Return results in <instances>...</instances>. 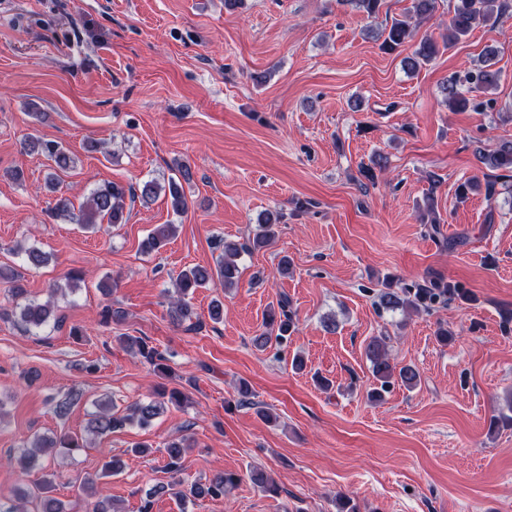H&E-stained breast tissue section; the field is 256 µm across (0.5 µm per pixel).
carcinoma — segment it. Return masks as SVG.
I'll list each match as a JSON object with an SVG mask.
<instances>
[{
	"instance_id": "1",
	"label": "carcinoma",
	"mask_w": 512,
	"mask_h": 512,
	"mask_svg": "<svg viewBox=\"0 0 512 512\" xmlns=\"http://www.w3.org/2000/svg\"><path fill=\"white\" fill-rule=\"evenodd\" d=\"M363 13L368 18L377 17L382 0H336ZM438 0H411L406 15L395 19L376 32V38L381 40L380 49L390 53L398 50L413 37L411 22L417 23L428 18L436 9ZM448 33L443 40L444 46L450 48L467 37L471 31L480 25H494L512 8L508 0H450ZM440 51L439 44L430 37L423 38L412 55L403 59L405 68L415 71L432 61ZM497 48L488 46L484 49L478 63L456 73L443 85L445 101L451 112H466L468 110L484 111L495 109L496 100L491 97L500 81V70L495 68ZM24 147L39 149L50 157L56 167L67 171L72 167L73 158L54 141L29 139ZM478 161L489 171L485 182L472 178L457 186L456 196L464 201L474 190L485 189L486 197L492 199L496 195V186L512 182V140L502 141L498 146L488 151L479 146L475 149ZM385 168V159L378 156L370 165L360 166V174L371 185L378 178L377 171ZM162 186L155 179L145 180L127 188L107 183L93 190L81 205L77 222L84 228L90 229L106 220L110 224H120L124 221L126 201L140 199L148 202L158 196ZM168 192L172 210L180 214L187 208L186 196L182 186L173 178L168 181ZM282 215L267 214L266 219L259 223L247 244L224 242L223 256L212 270L205 266H193L180 272L175 282L176 299L171 302L170 316L172 321L182 326L198 325L194 321L196 314L190 300L200 288H208L220 283L222 288L238 286L240 268L238 258L244 251L253 252L267 250L276 242L275 226L280 223ZM177 227L174 224H161L154 228L147 239V248L159 249L165 246L175 236ZM453 301L462 303L474 301V296L462 283L449 281L441 275H432L426 284L396 287V282L388 280L379 295V306L386 311L413 309L429 311L437 305L444 306ZM20 321L28 326L39 328L43 326L54 307L46 303L27 300L17 304ZM296 330L295 313L286 296L280 297L277 305L270 306L263 317L262 331L253 337V345L263 351L271 342L281 344L288 340ZM123 342L152 367L155 374L164 375L168 371L167 358L157 347L143 337L125 336ZM366 357L370 362L374 378L379 386L370 392V398L379 400L382 393L395 383L409 389L420 383V373L412 365L398 367L391 363L385 341L380 337L372 338L365 347ZM183 393L173 389L169 392L161 390L156 397L142 403H134L121 413L108 400L95 401L96 411L91 414L85 435L66 434L57 439L46 436H36L19 449L17 460L24 472H30L38 465L39 456L56 448L69 452L84 448L91 438L106 436L124 429L128 425L140 428L148 427L153 419L159 416L168 403H179ZM191 448L188 439L182 437L167 445V463L165 470L172 481L157 485L153 493L146 496L140 505L139 512H151L153 496L170 492L180 500L193 501L210 497L219 499L224 496L227 488L238 484L241 477L235 473H218L205 482H194L190 486L181 487V481L174 480L182 470L185 454ZM52 479L46 478L33 485L32 489L19 495L11 503L0 501V512H28V504L36 503L33 512H68L66 505L56 497L48 494ZM83 500L87 502L89 512H123L114 506L112 498L98 495L96 480L88 479L81 486Z\"/></svg>"
}]
</instances>
